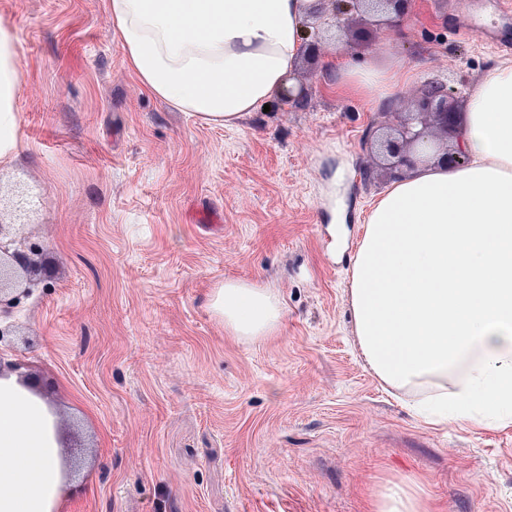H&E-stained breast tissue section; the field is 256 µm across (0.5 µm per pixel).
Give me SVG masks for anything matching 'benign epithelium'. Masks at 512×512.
Instances as JSON below:
<instances>
[{"mask_svg": "<svg viewBox=\"0 0 512 512\" xmlns=\"http://www.w3.org/2000/svg\"><path fill=\"white\" fill-rule=\"evenodd\" d=\"M332 18L346 28L354 17L364 13L378 16L377 25H391L408 8L411 0H329ZM461 89L441 79L428 82L421 90L416 109L409 112L383 113V117L397 116L386 126V133L376 143L378 154L394 176L412 169L418 162L420 146L431 142L439 160L452 167L465 165V153L446 139L455 136L457 101ZM35 272L30 257L19 250H0V306H9L15 298L8 297V288L19 283L20 272Z\"/></svg>", "mask_w": 512, "mask_h": 512, "instance_id": "7a95c632", "label": "benign epithelium"}]
</instances>
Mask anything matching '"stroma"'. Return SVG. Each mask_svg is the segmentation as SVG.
I'll list each match as a JSON object with an SVG mask.
<instances>
[{
	"instance_id": "obj_1",
	"label": "stroma",
	"mask_w": 512,
	"mask_h": 512,
	"mask_svg": "<svg viewBox=\"0 0 512 512\" xmlns=\"http://www.w3.org/2000/svg\"><path fill=\"white\" fill-rule=\"evenodd\" d=\"M106 0H0L27 87L20 156L0 167V222L38 272L0 314V367L39 382L63 433L65 512H366L390 483L440 512H512V428L418 422L367 369L346 269L391 183L370 145L426 80L472 84L512 63L495 0H411L397 27L321 26L293 75L240 126L146 93ZM480 19L483 34L468 32ZM364 63L393 44L418 75L396 96L340 94L337 42ZM371 176H364V169ZM34 200L13 210L15 190ZM227 278L285 305L244 343L208 310Z\"/></svg>"
}]
</instances>
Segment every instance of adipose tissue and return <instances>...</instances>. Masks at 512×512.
<instances>
[{"label":"adipose tissue","instance_id":"ef3b65f1","mask_svg":"<svg viewBox=\"0 0 512 512\" xmlns=\"http://www.w3.org/2000/svg\"><path fill=\"white\" fill-rule=\"evenodd\" d=\"M319 0H107L141 86L208 125L233 128L289 88ZM336 87L383 100L415 81L392 49L365 66L337 46ZM27 73L12 20L0 14V166L18 155ZM464 166L418 167L375 198L346 272L363 358L410 394L432 426H512V65L468 91L458 122ZM224 331L254 343L278 335V293L250 280L212 288ZM65 464L57 420L38 391L0 374V512H60Z\"/></svg>","mask_w":512,"mask_h":512}]
</instances>
